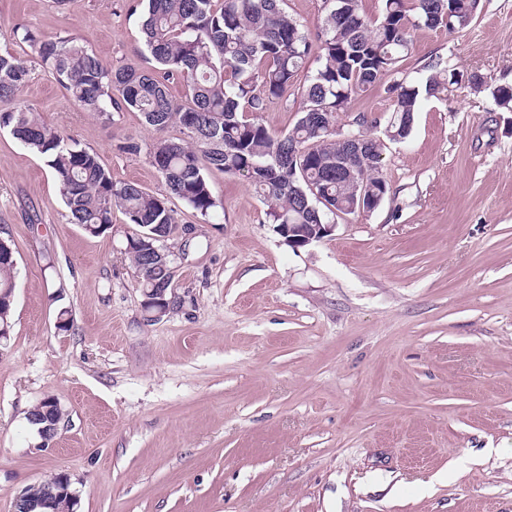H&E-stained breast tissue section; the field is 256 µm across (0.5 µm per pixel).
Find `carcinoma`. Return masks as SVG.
<instances>
[{"label": "carcinoma", "instance_id": "1", "mask_svg": "<svg viewBox=\"0 0 512 512\" xmlns=\"http://www.w3.org/2000/svg\"><path fill=\"white\" fill-rule=\"evenodd\" d=\"M142 31L150 71L132 66L112 68L73 34L44 37L16 26L13 39L30 47L45 73L64 87L87 112L104 121L112 112L139 113L146 127L162 131L171 124L184 138L155 140L151 164L164 180L170 198L207 217L216 206L205 171L211 168L245 178L263 196L270 223L330 224L336 212L360 207L362 186L382 201L390 187L383 174V143L375 140L363 158H350L342 133L317 125L314 112H328L333 122L348 112L351 100L398 71L411 45V31L468 27L479 0H383L380 17L367 20L360 0H323L321 28L311 34L284 8V0H147ZM319 66L301 76L312 53ZM425 84L402 79L390 91L394 104L388 126L408 137L406 118L421 96L440 94L448 82L438 63ZM29 70L15 54L0 52V101H13ZM303 106L286 134L267 129L258 115L283 97L299 80ZM183 84L189 101L180 104L168 83ZM470 87L490 91L501 108H512V85H494L477 72ZM29 150L47 158L55 172L72 224L98 235L120 211L136 227L127 237L141 291L164 288L171 293L172 252L167 247L177 230L169 198L146 192L138 183L116 181L99 156L65 141L31 105L0 112V128ZM352 159L353 174L336 170ZM150 233L153 248L139 245ZM12 240L0 239V326L12 327L16 263Z\"/></svg>", "mask_w": 512, "mask_h": 512}]
</instances>
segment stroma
I'll use <instances>...</instances> for the list:
<instances>
[{
	"instance_id": "stroma-1",
	"label": "stroma",
	"mask_w": 512,
	"mask_h": 512,
	"mask_svg": "<svg viewBox=\"0 0 512 512\" xmlns=\"http://www.w3.org/2000/svg\"><path fill=\"white\" fill-rule=\"evenodd\" d=\"M139 0H0V49L28 70L17 100L114 180L164 197L157 135L104 123L44 73L14 26L70 33L112 67L150 69ZM398 74L350 104L382 137L403 77L512 84V0L462 30L417 28ZM132 140L140 151H121ZM390 192L295 248L247 180L206 173L217 207L175 203L172 304L150 322L113 212L69 223L44 156L0 129V231L15 244L11 335L0 343V512L68 473L77 512H512V112L451 84L386 141ZM67 312L68 330L58 328ZM54 398L43 443L27 414Z\"/></svg>"
}]
</instances>
